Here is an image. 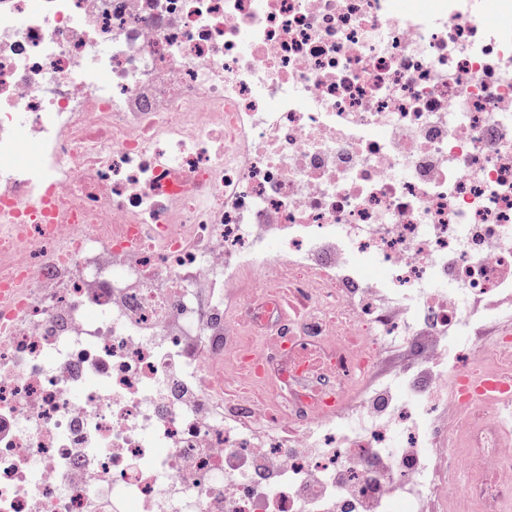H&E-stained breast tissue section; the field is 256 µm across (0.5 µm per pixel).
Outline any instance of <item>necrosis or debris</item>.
I'll use <instances>...</instances> for the list:
<instances>
[{
  "label": "necrosis or debris",
  "mask_w": 512,
  "mask_h": 512,
  "mask_svg": "<svg viewBox=\"0 0 512 512\" xmlns=\"http://www.w3.org/2000/svg\"><path fill=\"white\" fill-rule=\"evenodd\" d=\"M509 18L0 0V512H512Z\"/></svg>",
  "instance_id": "1"
}]
</instances>
